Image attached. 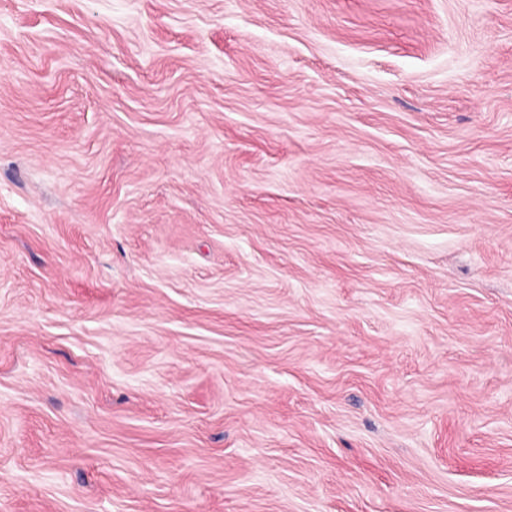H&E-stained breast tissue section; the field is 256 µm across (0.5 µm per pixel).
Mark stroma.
I'll use <instances>...</instances> for the list:
<instances>
[{"instance_id":"stroma-1","label":"stroma","mask_w":512,"mask_h":512,"mask_svg":"<svg viewBox=\"0 0 512 512\" xmlns=\"http://www.w3.org/2000/svg\"><path fill=\"white\" fill-rule=\"evenodd\" d=\"M0 512H512V0H0Z\"/></svg>"}]
</instances>
